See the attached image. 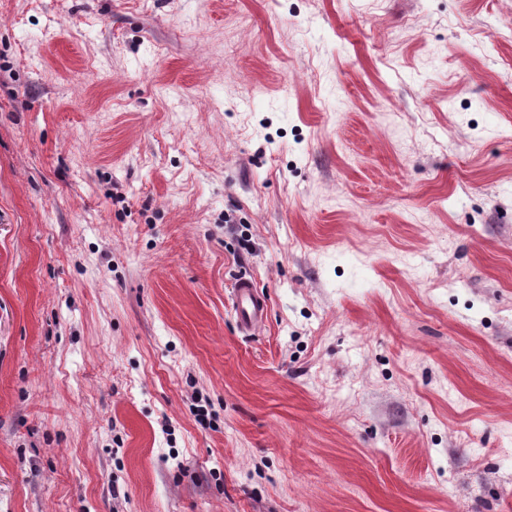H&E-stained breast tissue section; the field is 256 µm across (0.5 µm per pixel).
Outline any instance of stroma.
Listing matches in <instances>:
<instances>
[{"instance_id":"obj_1","label":"stroma","mask_w":512,"mask_h":512,"mask_svg":"<svg viewBox=\"0 0 512 512\" xmlns=\"http://www.w3.org/2000/svg\"><path fill=\"white\" fill-rule=\"evenodd\" d=\"M0 512H512V0H0ZM232 303L236 326L241 334L250 335L265 324L268 317V303L254 279L242 275L232 288Z\"/></svg>"}]
</instances>
